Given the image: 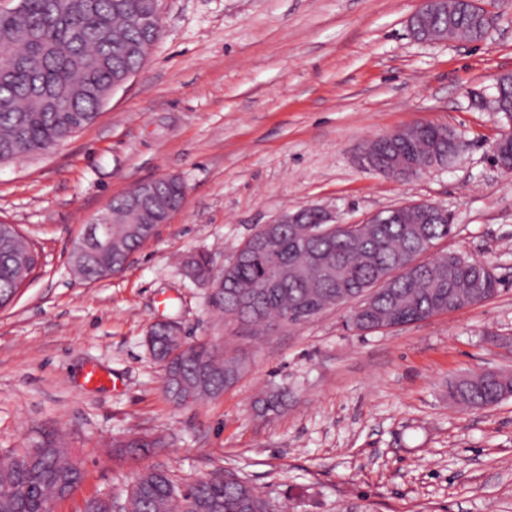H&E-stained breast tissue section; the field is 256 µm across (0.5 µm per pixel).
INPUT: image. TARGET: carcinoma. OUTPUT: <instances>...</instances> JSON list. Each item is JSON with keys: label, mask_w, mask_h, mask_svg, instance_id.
<instances>
[{"label": "carcinoma", "mask_w": 512, "mask_h": 512, "mask_svg": "<svg viewBox=\"0 0 512 512\" xmlns=\"http://www.w3.org/2000/svg\"><path fill=\"white\" fill-rule=\"evenodd\" d=\"M151 0H23V13L0 12V159L45 152L92 124L112 76L134 71L159 37V31L128 24L126 11L146 8ZM492 15L456 16L452 36L482 40ZM402 153L417 163L446 166L455 155L448 129L423 123L417 132L396 139ZM512 133L500 137L494 162L512 171ZM365 150L375 159L372 171L389 176L387 161L394 148L373 141ZM128 195L112 201L111 248L98 251L75 242L74 270L95 281L124 270L146 236L130 232L137 219ZM301 223L260 228L224 265L223 296L214 309L224 322L238 323L256 336L275 324L299 326L328 307L360 301L347 323L357 331L395 327L448 310L455 300L470 304L492 296L499 281L483 262L458 252L423 259L436 242L448 238L449 219L427 214L415 204L399 207L388 224H323L318 210L306 208ZM41 265V253L12 224L0 233V308L12 303L24 281ZM288 272L281 288H268L271 276ZM152 355L164 369L162 389L180 406L188 397H217L247 372L241 356H229L206 343H194L190 356H172L163 336L151 337ZM512 395V375L490 371L448 382V397L475 408L491 407ZM288 393L265 392L258 402L264 414L287 406ZM161 438L115 448H128L133 459L163 447ZM36 460L15 467L13 457H0V512H50L61 500L59 488L74 490L83 479L76 449L54 436L35 442ZM130 500L128 512H274L270 502L243 478L214 473L195 481H178L165 469L138 474L133 492L106 493L85 501L83 512H107L108 501Z\"/></svg>", "instance_id": "carcinoma-1"}]
</instances>
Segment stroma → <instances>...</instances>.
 Listing matches in <instances>:
<instances>
[{
	"instance_id": "stroma-1",
	"label": "stroma",
	"mask_w": 512,
	"mask_h": 512,
	"mask_svg": "<svg viewBox=\"0 0 512 512\" xmlns=\"http://www.w3.org/2000/svg\"><path fill=\"white\" fill-rule=\"evenodd\" d=\"M480 3L497 18L483 41L426 44L407 25L417 0H165L145 63L98 119L0 165V221L43 256L0 309V455L46 433L78 448L84 478L52 512H81L152 467L238 472L277 512H512V396L489 408L448 397L450 378L512 372V173L490 157L512 125L471 103L512 72V0ZM417 123L457 133L451 164L407 180L361 165L369 141ZM164 175L183 181L184 207L123 272L75 278L87 224ZM409 202L448 211L437 251L488 263L495 294L371 332L347 330L338 306L245 336L182 272L193 252L223 265L285 211L357 224ZM161 318L245 355L248 371L223 395L172 404L144 344ZM92 366L108 384L85 387ZM272 388L291 398L267 418L255 402ZM145 435L165 447L117 456L114 439Z\"/></svg>"
}]
</instances>
